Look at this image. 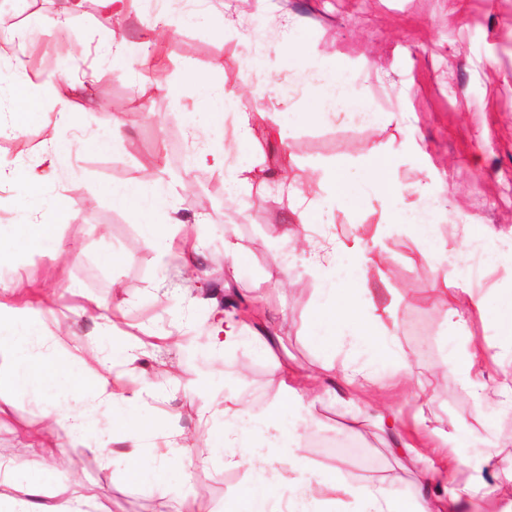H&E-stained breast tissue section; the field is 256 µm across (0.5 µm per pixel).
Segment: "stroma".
<instances>
[{
	"instance_id": "35a3bbf8",
	"label": "stroma",
	"mask_w": 512,
	"mask_h": 512,
	"mask_svg": "<svg viewBox=\"0 0 512 512\" xmlns=\"http://www.w3.org/2000/svg\"><path fill=\"white\" fill-rule=\"evenodd\" d=\"M231 0H207L191 9L186 0H137L116 16L99 0H84L65 38L37 30L39 19L57 13V0H0V21L11 18L29 31L23 59L30 73L56 74L62 90L40 108L23 110L10 61L0 62V109L20 114L19 129L0 135V165H33L53 138L67 148L55 171L46 172L38 192L23 181L0 185V284H20L44 303L36 322L41 335L96 337V347L123 362L139 346L137 373L147 383L138 410L154 421L158 435L172 438L185 458L147 472L136 483L119 466L105 465L100 445L119 407L89 412L83 435L50 428L62 407L78 408L66 386L36 389L17 397L0 392V459L16 456L26 438L47 433L57 449L49 463L28 461L44 486L48 505L74 503L85 486L98 494L97 512H174L178 500L194 498L207 512H224L251 480L248 465L224 464V417L201 415L211 399L230 396L253 417L264 414L281 393L282 362L307 372L353 353L338 336L305 334L319 300L320 281L302 251L282 238L298 218L285 199L254 186L230 198L222 191L224 171L189 168L195 153L223 148L226 163L237 160L234 130L239 113L252 115L257 137L253 154L261 168L295 181L310 200L321 197L324 167L336 160L361 162L374 148L395 152L393 178L406 186H431L434 198L461 224H491L501 230L495 245L512 232V0H248L246 21L231 20L216 33L213 20ZM155 26L151 50L156 68L139 62L140 34ZM123 45L124 58L106 54ZM331 66L347 68L362 106L376 115L368 127L302 114L314 92L289 86L284 58L296 46ZM213 87L236 94L234 109L215 120L206 107L181 90L186 66ZM100 79L82 86L84 74ZM74 123L56 127V115ZM112 137L113 148L97 150L95 137ZM421 145L413 152L409 143ZM144 182L147 194L162 196L160 208L142 214L112 202L118 184ZM40 214L56 225L58 250L13 254L18 225ZM179 223L167 256L144 244L147 224ZM324 231L344 241L361 238L388 254L365 287L426 388L416 402L404 400L389 372L374 406H354L322 393L304 434L316 472L339 468L354 484L380 483L404 494L422 487L427 463H410L390 437L370 422L394 413L407 425L425 422L445 433L466 431L469 448L446 447L439 458L462 453L459 484L479 482L512 488V346L496 321L500 299L512 296V265L472 276L487 293L484 319L467 325L450 320L432 285L444 269L419 259L404 227H386L370 208L335 212ZM236 255H229L226 241ZM279 263L284 284L268 281ZM236 299L247 324L266 329L276 359L261 354L249 336L231 348L214 345L213 295ZM102 304L107 316H78L80 307ZM485 346L490 359L483 379L502 387L504 408L479 406L449 364L466 346ZM343 436L356 437L369 462L355 463L328 450ZM206 472L190 475L189 461Z\"/></svg>"
}]
</instances>
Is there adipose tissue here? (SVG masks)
I'll list each match as a JSON object with an SVG mask.
<instances>
[{"instance_id":"obj_1","label":"adipose tissue","mask_w":512,"mask_h":512,"mask_svg":"<svg viewBox=\"0 0 512 512\" xmlns=\"http://www.w3.org/2000/svg\"><path fill=\"white\" fill-rule=\"evenodd\" d=\"M293 66L301 73L304 83L317 90L308 108V117L339 116L347 122H355L362 106L355 99L351 80L342 68L316 62L302 49L295 52ZM236 139L241 160L224 171L225 191L232 197L252 186L259 177L249 159L253 142L250 116L242 117ZM395 161V155L377 151L361 166L339 162L326 170V195L320 201L309 203L295 198L294 210L301 228L286 230L285 239L292 244L300 243L301 232L329 223L335 210L365 204L378 208L384 223H399L401 215L396 204L410 189L392 178ZM410 191L417 195L419 203H429L427 186L420 185ZM307 243L311 269L322 284L320 301L308 320L309 335L315 338L326 334L348 337L352 350L371 356L366 363L355 360L339 365L327 362L322 366V379L338 378L344 391L351 395L374 380L375 364L383 361L389 363L395 383L406 388L411 398H419V391L411 386L410 364L385 326L384 310L377 307L373 297L363 288L369 270L386 261L385 252L360 240L349 244L341 241L326 244L312 239ZM443 280L454 286L446 300L449 317L465 313L483 316L482 298L477 297L470 284L462 279L459 269L449 267ZM33 315L32 307L0 301V328L20 326L24 329L16 340H0V386L24 394L67 382L78 396H91L98 404H110L117 399L132 403L141 397L144 386L140 383L120 390L113 388V381L121 380L124 373L104 354L98 358L101 371L93 384H86L75 376L71 369L72 360L76 352L92 346V337L74 336L67 342L46 338L37 333ZM485 355V348L472 346L455 358L453 367L462 375L465 389L475 391L481 403L493 407L500 403V392L481 381ZM283 379L279 400L263 417H247L236 399L227 398L222 402L224 427L233 435L224 463L236 465L238 456L242 455L254 472L252 481L242 491L248 512H309L314 502L333 503L343 496L360 498L364 512H444L447 501L459 498L460 491L453 485L457 468L453 461L431 468L428 486L415 497L383 485H350L335 470L315 474L308 463L302 436L312 419L308 407L313 394L311 377L287 367L283 370ZM288 413L292 414V421L282 424V417ZM150 430V423L135 411L114 417L111 444L102 450L104 460L112 461V444L124 445V468L127 478L133 482L140 480L150 468L168 464L173 444L166 440L153 447L145 446L143 438ZM56 453V448L44 436L36 435L22 448L15 461L0 463V479H7L23 494L19 500L0 499V512H48L37 501L42 488L30 476L26 460L37 456L48 462Z\"/></svg>"}]
</instances>
